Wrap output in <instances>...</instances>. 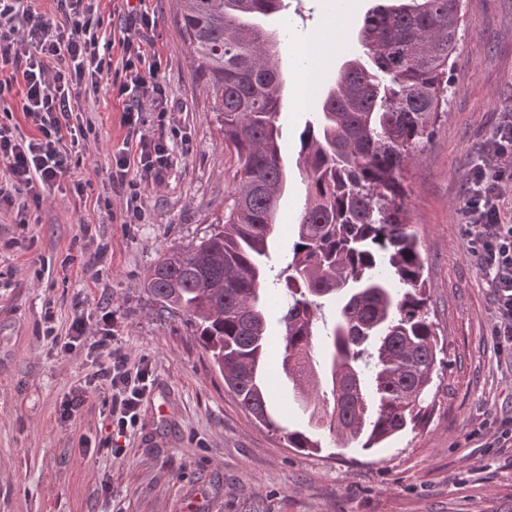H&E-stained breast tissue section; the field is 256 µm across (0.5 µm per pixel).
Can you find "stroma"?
Segmentation results:
<instances>
[{
	"instance_id": "stroma-1",
	"label": "stroma",
	"mask_w": 512,
	"mask_h": 512,
	"mask_svg": "<svg viewBox=\"0 0 512 512\" xmlns=\"http://www.w3.org/2000/svg\"><path fill=\"white\" fill-rule=\"evenodd\" d=\"M264 17L277 32L284 110L278 123L287 176L273 233L274 269L294 242L305 183L299 135L320 107L301 93L306 46L321 41L319 84L328 88L358 49L379 0H287ZM104 65L122 70L124 0H102ZM143 33L162 61L174 110L160 125L143 104L144 133L167 140L162 183L138 191L110 181L113 150L128 134L123 104L103 90L90 114L85 156L44 195L34 223L0 212V512H512V347L493 337L497 301L468 246L467 180L497 128L512 121V0H463L448 105L404 186L407 217L431 285L430 315L445 341L435 408L419 429L369 451L287 447L240 406L179 316L159 315L144 291L160 254L203 236L234 200L236 159L225 147L204 83L180 34L179 0H142ZM85 185L82 199L73 181ZM112 315L113 348L147 365L151 388L139 418L114 431L106 390L89 386L95 362L61 351L76 318L95 339ZM86 400L72 416L74 392ZM122 446L112 458L109 444Z\"/></svg>"
}]
</instances>
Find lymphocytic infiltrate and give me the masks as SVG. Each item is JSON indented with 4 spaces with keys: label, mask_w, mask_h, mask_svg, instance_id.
Listing matches in <instances>:
<instances>
[{
    "label": "lymphocytic infiltrate",
    "mask_w": 512,
    "mask_h": 512,
    "mask_svg": "<svg viewBox=\"0 0 512 512\" xmlns=\"http://www.w3.org/2000/svg\"><path fill=\"white\" fill-rule=\"evenodd\" d=\"M58 14L43 11L40 0H0V104L12 91L21 95V110L34 129L31 137L15 136L0 124V163L8 173L0 183V211L26 213L40 205L44 191L59 183L82 157L85 130L83 112L96 101L102 82L126 102L122 122L136 135L135 147L115 150L111 180L123 183L136 176L160 181L170 166L166 140L138 133L142 111L137 102L149 100L155 112L169 110L170 90L161 82L159 55L147 54L142 41L124 38V75L105 80L99 54L98 0H56ZM512 183V123L500 127L490 153L469 178L465 212L470 248L491 276L498 304L496 336L512 344V224L502 223L501 203L506 184ZM112 332L104 330L86 348L105 353L107 365L95 373L109 392V416L117 431L136 423L149 388L148 368L131 370L125 357L113 354Z\"/></svg>",
    "instance_id": "1"
}]
</instances>
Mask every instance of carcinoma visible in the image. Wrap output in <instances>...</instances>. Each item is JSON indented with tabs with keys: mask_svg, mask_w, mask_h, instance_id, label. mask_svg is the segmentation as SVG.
<instances>
[{
	"mask_svg": "<svg viewBox=\"0 0 512 512\" xmlns=\"http://www.w3.org/2000/svg\"><path fill=\"white\" fill-rule=\"evenodd\" d=\"M178 23L224 145L237 158L235 196L209 234L170 248L145 290L161 311L183 316L224 384L288 447L369 450L422 425L444 352L430 319V286L408 223L404 173L448 104L463 0H395L369 12L361 53L346 61L300 136L305 204L281 271L273 338L264 259L284 191L278 116V35L259 18L282 0H180ZM336 299L323 322L321 299ZM328 354L312 362L313 337ZM292 382L306 423L282 428L268 411L267 353Z\"/></svg>",
	"mask_w": 512,
	"mask_h": 512,
	"instance_id": "cac0c4a2",
	"label": "carcinoma"
}]
</instances>
